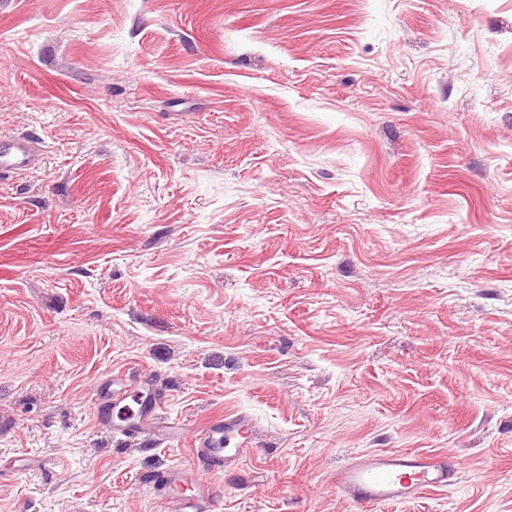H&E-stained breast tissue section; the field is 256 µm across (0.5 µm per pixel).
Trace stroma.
I'll list each match as a JSON object with an SVG mask.
<instances>
[{"label":"stroma","mask_w":512,"mask_h":512,"mask_svg":"<svg viewBox=\"0 0 512 512\" xmlns=\"http://www.w3.org/2000/svg\"><path fill=\"white\" fill-rule=\"evenodd\" d=\"M0 134V512H164L127 367L255 418L224 512L371 451L461 463L379 512H512V0H0ZM43 147L38 139L0 137V174H12L38 165Z\"/></svg>","instance_id":"stroma-1"}]
</instances>
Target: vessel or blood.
Here are the masks:
<instances>
[{"instance_id":"1","label":"vessel or blood","mask_w":512,"mask_h":512,"mask_svg":"<svg viewBox=\"0 0 512 512\" xmlns=\"http://www.w3.org/2000/svg\"><path fill=\"white\" fill-rule=\"evenodd\" d=\"M42 152L37 139L0 137V174L35 167ZM164 400L151 376L119 370L96 381L94 416L100 427L130 442L171 446L188 440L192 464L158 472L153 488L165 512H222L224 493L212 478L237 473L243 456L257 446L256 421L244 412L227 413L187 431L159 420L157 411ZM452 476L441 455L371 452L340 466L334 482L358 512H376L378 506L447 488Z\"/></svg>"}]
</instances>
